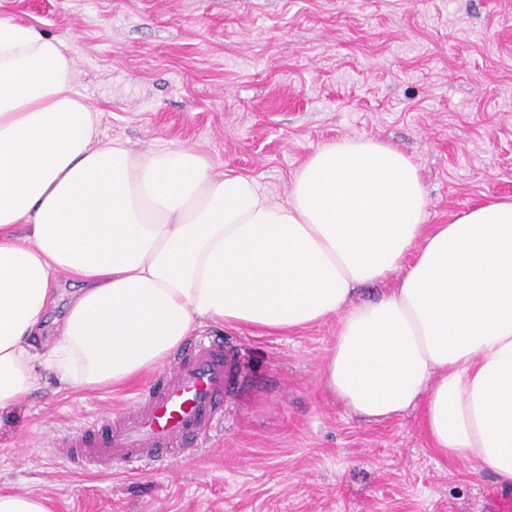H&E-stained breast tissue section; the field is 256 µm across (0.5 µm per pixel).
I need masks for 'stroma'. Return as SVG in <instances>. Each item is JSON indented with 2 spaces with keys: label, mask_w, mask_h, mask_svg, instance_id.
I'll return each mask as SVG.
<instances>
[{
  "label": "stroma",
  "mask_w": 512,
  "mask_h": 512,
  "mask_svg": "<svg viewBox=\"0 0 512 512\" xmlns=\"http://www.w3.org/2000/svg\"><path fill=\"white\" fill-rule=\"evenodd\" d=\"M0 18L67 39L78 91L106 109L105 138L195 147L273 201L317 147L354 137L395 144L420 167L428 223L512 200V0H0ZM223 335L243 379L192 458L81 470L60 455L65 440L133 410L167 368L116 391L64 389L46 372L0 412V492H31L53 512H485L490 493L512 501L474 462L430 448L422 407L369 422L324 392L335 321Z\"/></svg>",
  "instance_id": "1"
}]
</instances>
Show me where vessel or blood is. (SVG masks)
Returning <instances> with one entry per match:
<instances>
[{"mask_svg": "<svg viewBox=\"0 0 512 512\" xmlns=\"http://www.w3.org/2000/svg\"><path fill=\"white\" fill-rule=\"evenodd\" d=\"M237 350L223 337L188 343L170 370L122 422L100 419L75 435L63 450L83 469L106 472L116 462L159 457L163 451L207 435L221 419L224 396L239 381Z\"/></svg>", "mask_w": 512, "mask_h": 512, "instance_id": "obj_1", "label": "vessel or blood"}]
</instances>
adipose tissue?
<instances>
[{
	"instance_id": "obj_1",
	"label": "adipose tissue",
	"mask_w": 512,
	"mask_h": 512,
	"mask_svg": "<svg viewBox=\"0 0 512 512\" xmlns=\"http://www.w3.org/2000/svg\"><path fill=\"white\" fill-rule=\"evenodd\" d=\"M66 39L0 19V411L117 387L203 323L336 319L326 391L371 420L423 406L431 448L512 488V200L427 221L418 166L369 138L315 149L274 203L192 147L105 140ZM78 291L43 334L57 275ZM398 275L372 301L358 287Z\"/></svg>"
}]
</instances>
